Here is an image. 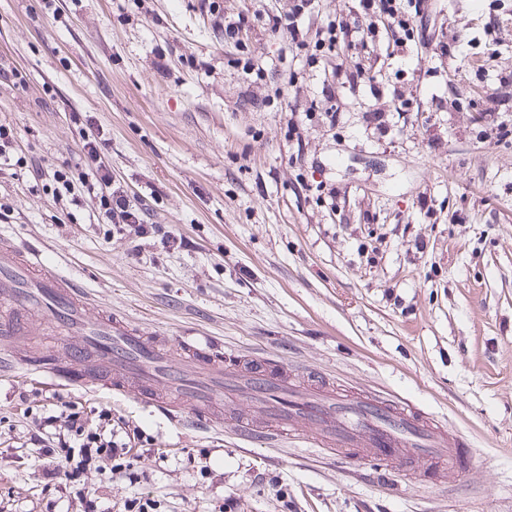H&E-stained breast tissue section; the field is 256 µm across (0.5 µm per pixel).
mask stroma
Returning <instances> with one entry per match:
<instances>
[{
	"label": "stroma",
	"instance_id": "obj_1",
	"mask_svg": "<svg viewBox=\"0 0 512 512\" xmlns=\"http://www.w3.org/2000/svg\"><path fill=\"white\" fill-rule=\"evenodd\" d=\"M291 0H0V245L41 255L92 302L175 349L267 356L415 404L466 433L473 466L430 484L322 454L306 435L246 442L225 415L178 425L139 400L0 374V512H79L29 441L49 400L139 431L99 495L159 512H512V0H400L411 30L348 35L339 0L291 47ZM244 21L240 41L225 17ZM458 41L455 55L442 45ZM297 95H290V88ZM383 115L369 123V112ZM96 141L113 186L157 227L102 223L53 178ZM40 313L0 355L60 350Z\"/></svg>",
	"mask_w": 512,
	"mask_h": 512
}]
</instances>
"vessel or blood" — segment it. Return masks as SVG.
Masks as SVG:
<instances>
[{"instance_id":"1","label":"vessel or blood","mask_w":512,"mask_h":512,"mask_svg":"<svg viewBox=\"0 0 512 512\" xmlns=\"http://www.w3.org/2000/svg\"><path fill=\"white\" fill-rule=\"evenodd\" d=\"M0 286L9 291L8 310L0 309V337L16 335L19 315L42 308L60 327L79 330L65 357L92 365L85 384L97 385L98 372L108 371V387L132 391L160 413L179 402L189 419L208 424L224 393L234 391L264 407L259 420H236L247 439L276 441L308 429L317 448L401 466L422 482L463 470L474 458L460 433L412 404L370 392L345 394L329 381L307 384L300 372L265 359L246 371L228 369L223 354L205 339L182 342L170 354L143 330L93 311L71 280L48 270L36 255L0 247Z\"/></svg>"}]
</instances>
